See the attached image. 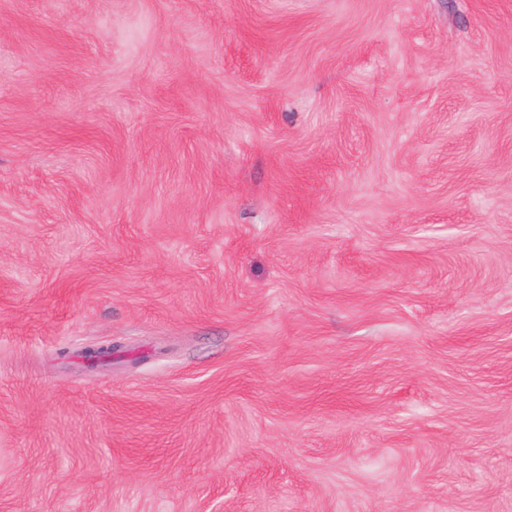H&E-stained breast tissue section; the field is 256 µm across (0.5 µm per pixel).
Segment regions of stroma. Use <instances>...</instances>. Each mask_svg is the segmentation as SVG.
<instances>
[{
	"instance_id": "35a3bbf8",
	"label": "stroma",
	"mask_w": 512,
	"mask_h": 512,
	"mask_svg": "<svg viewBox=\"0 0 512 512\" xmlns=\"http://www.w3.org/2000/svg\"><path fill=\"white\" fill-rule=\"evenodd\" d=\"M0 512H512V0H0Z\"/></svg>"
}]
</instances>
